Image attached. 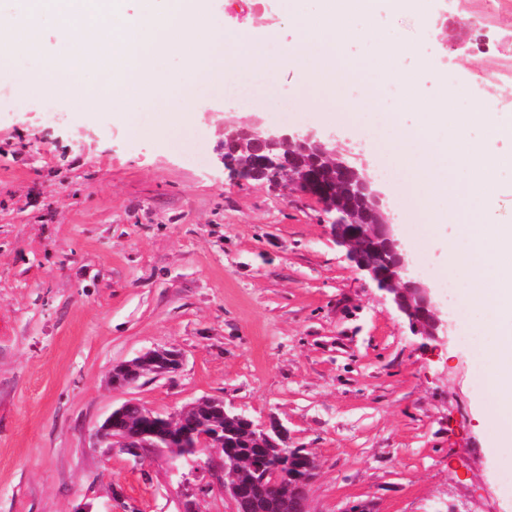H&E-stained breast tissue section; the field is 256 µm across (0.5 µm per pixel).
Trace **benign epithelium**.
Returning <instances> with one entry per match:
<instances>
[{"label":"benign epithelium","mask_w":512,"mask_h":512,"mask_svg":"<svg viewBox=\"0 0 512 512\" xmlns=\"http://www.w3.org/2000/svg\"><path fill=\"white\" fill-rule=\"evenodd\" d=\"M224 144L250 153L243 163L224 158V169L234 179L260 178L286 197L301 194L322 203L324 223L331 225L337 241L348 247L350 258L408 321L414 335L435 342L448 338V322L440 316L432 288L415 273L366 164L352 167L336 163V170L355 183L359 193L368 200L367 213L359 219L339 201L333 176L324 174L318 167L299 178L286 174V162L297 152L314 154L321 161L335 155L329 141L314 132L269 126L263 118L255 116L241 124L224 126ZM182 360L181 352L176 349L149 350L115 365L112 386L131 387L148 373L156 377L175 373ZM214 404L216 401L211 398L200 399L187 410L162 417V424L157 425L152 410L142 413L138 421L132 418L130 410L138 402L128 400L112 410L98 430L97 438L102 443L117 440L120 447L135 457L141 456L146 448L166 447L192 448L220 458L224 473L229 475L221 490L234 502L235 512H311L308 493L318 470L316 457L304 448L288 447V431L282 425L272 423L261 428L240 413L236 417L246 422L251 440L262 447L278 449L282 459L306 461V472L299 480L285 484L278 463L258 469L243 457L224 454V428H205L196 418L197 413Z\"/></svg>","instance_id":"benign-epithelium-1"}]
</instances>
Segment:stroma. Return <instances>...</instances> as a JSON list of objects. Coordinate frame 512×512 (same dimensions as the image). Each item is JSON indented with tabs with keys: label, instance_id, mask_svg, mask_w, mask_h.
Here are the masks:
<instances>
[{
	"label": "stroma",
	"instance_id": "35a3bbf8",
	"mask_svg": "<svg viewBox=\"0 0 512 512\" xmlns=\"http://www.w3.org/2000/svg\"><path fill=\"white\" fill-rule=\"evenodd\" d=\"M252 2L209 5L227 29L298 41L282 0H260L258 17ZM428 13L451 28L426 30L378 0L367 20L404 45L433 41L454 111L479 95L512 114V0H429ZM460 21L485 34L483 49L447 51ZM33 65L18 56V76L0 81V512H234L219 459L198 469L151 448L137 463L93 444L127 400L170 414L203 397L281 423L290 447L316 456L311 512H507L463 327L444 343L413 335L318 201L225 171L224 127L258 102L194 89L193 120L160 132L145 112L135 136L75 97L45 118L23 78ZM279 82L281 126L378 168L362 136L298 111L294 70ZM385 201L415 267H442L419 218ZM156 348L179 350L181 369L112 387L113 365Z\"/></svg>",
	"mask_w": 512,
	"mask_h": 512
}]
</instances>
